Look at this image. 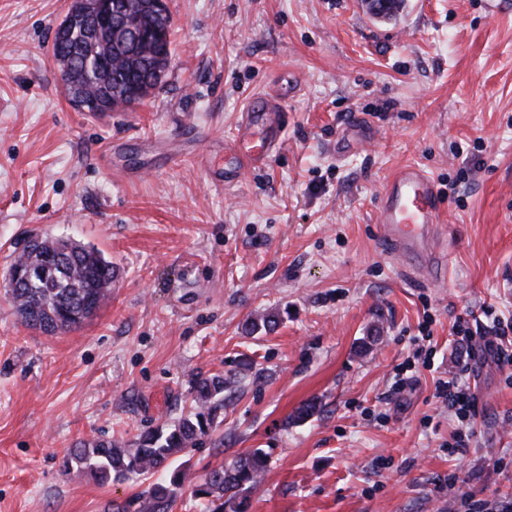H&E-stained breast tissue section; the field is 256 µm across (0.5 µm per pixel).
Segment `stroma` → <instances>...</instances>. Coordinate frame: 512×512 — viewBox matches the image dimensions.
<instances>
[{
	"mask_svg": "<svg viewBox=\"0 0 512 512\" xmlns=\"http://www.w3.org/2000/svg\"><path fill=\"white\" fill-rule=\"evenodd\" d=\"M171 63L145 105L96 120L68 101L54 30L70 0H0V512H105L150 485H102L60 464L80 442H133L190 409L198 375L227 374L224 422L184 455L194 476L259 448L246 512H461L460 491L512 496V382L471 364L475 435L434 396L457 371L458 319L512 315V0H167ZM283 98L282 145L224 187L250 99ZM367 117L365 135L348 129ZM435 178L446 272L430 282L382 240L387 179ZM67 236L115 269L83 327L15 316V242ZM280 317L248 333L250 320ZM431 315L434 367L394 368ZM311 420L290 418L307 401ZM459 472L464 489L448 485Z\"/></svg>",
	"mask_w": 512,
	"mask_h": 512,
	"instance_id": "35a3bbf8",
	"label": "stroma"
}]
</instances>
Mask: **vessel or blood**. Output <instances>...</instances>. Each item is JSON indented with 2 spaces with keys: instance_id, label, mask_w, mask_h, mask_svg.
<instances>
[{
  "instance_id": "vessel-or-blood-1",
  "label": "vessel or blood",
  "mask_w": 512,
  "mask_h": 512,
  "mask_svg": "<svg viewBox=\"0 0 512 512\" xmlns=\"http://www.w3.org/2000/svg\"><path fill=\"white\" fill-rule=\"evenodd\" d=\"M280 98H255L243 113L237 137L224 145L225 185L237 183L243 170L266 165L281 142ZM439 192L434 179L414 166L400 169L387 183L376 222L394 253L427 274H434L442 253L437 245Z\"/></svg>"
}]
</instances>
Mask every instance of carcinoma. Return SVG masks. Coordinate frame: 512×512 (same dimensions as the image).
Returning <instances> with one entry per match:
<instances>
[{"instance_id":"carcinoma-1","label":"carcinoma","mask_w":512,"mask_h":512,"mask_svg":"<svg viewBox=\"0 0 512 512\" xmlns=\"http://www.w3.org/2000/svg\"><path fill=\"white\" fill-rule=\"evenodd\" d=\"M140 18V26H159L163 44H170L171 25L157 22L138 0H129ZM75 46L87 55H104L108 66L85 82L88 94L112 91L113 111H125L143 103L147 87L155 93L162 84L153 80L152 61L157 48L133 45L121 29L99 30L91 24L77 23L64 44L53 43L58 64L66 63L65 48ZM67 251L52 275L28 286L6 291L9 302L22 323L47 335L81 328L93 319L112 297L114 269L98 249L73 243L65 238L43 236L35 245L13 251L9 269L26 270L42 263L45 256ZM233 377L211 374L199 377L191 390L192 410L174 421L148 430L131 444L110 438L79 443L61 465L66 475L88 473L101 484L139 476H158L147 492L136 499L135 512H172L179 494L191 484L202 512H244L248 493L262 480L268 456L260 449L238 456L231 464L210 470L198 482H191L190 469L182 463L170 470L169 463L199 444L210 430L223 423L224 392Z\"/></svg>"}]
</instances>
